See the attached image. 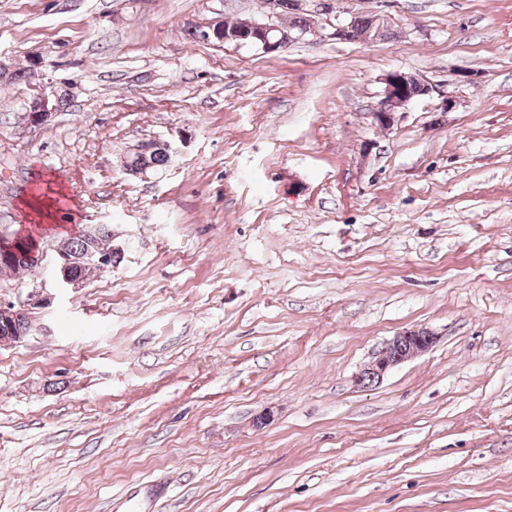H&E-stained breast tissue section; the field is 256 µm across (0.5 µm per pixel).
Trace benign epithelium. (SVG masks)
Instances as JSON below:
<instances>
[{
	"mask_svg": "<svg viewBox=\"0 0 512 512\" xmlns=\"http://www.w3.org/2000/svg\"><path fill=\"white\" fill-rule=\"evenodd\" d=\"M310 0H298V8L306 14H314L312 23L328 26L331 32L328 36L339 39L344 29L341 24H335L326 15L333 11V0H320V8L315 11L307 9ZM302 32H291L287 29L266 23L250 22L242 29L240 38H251L249 44L260 47L267 54L281 52L289 44L301 39ZM384 97L375 111L377 119L384 121L392 119L394 112L415 99L410 94L409 86L416 85L420 88L418 96L430 93L431 86L414 75L402 71H393L384 78ZM60 99L57 91L52 90L34 99L29 105L28 119L32 123H41L56 110V103ZM85 241V250L79 255H72L59 247L55 254L48 255L44 251L32 253L34 266L37 269H48L56 286L60 288L76 287L82 284V280L74 273V267L84 263H94L103 269L112 267L114 258L119 249L112 245V234L104 235L101 225L88 224L78 232ZM28 313L25 305L0 304V343H15L24 338L29 330L16 327L17 320ZM436 342V336L426 329L405 331L390 340L383 347L375 360L357 378L358 384L370 385L380 382L385 374L396 365L415 353H423L432 348Z\"/></svg>",
	"mask_w": 512,
	"mask_h": 512,
	"instance_id": "7a95c632",
	"label": "benign epithelium"
}]
</instances>
